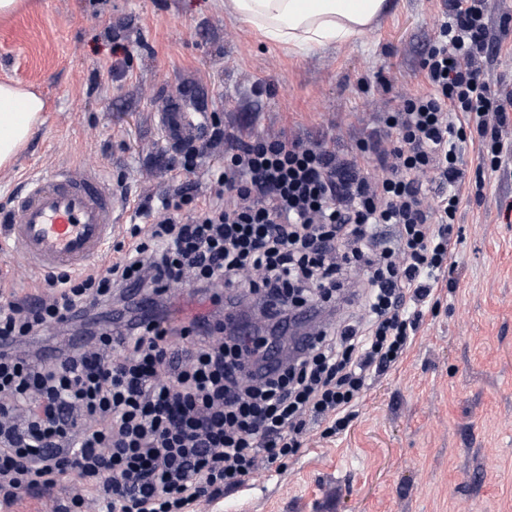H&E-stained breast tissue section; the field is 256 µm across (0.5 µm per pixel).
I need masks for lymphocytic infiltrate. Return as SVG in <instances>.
Listing matches in <instances>:
<instances>
[{
  "label": "lymphocytic infiltrate",
  "instance_id": "1",
  "mask_svg": "<svg viewBox=\"0 0 512 512\" xmlns=\"http://www.w3.org/2000/svg\"><path fill=\"white\" fill-rule=\"evenodd\" d=\"M487 11L448 0L422 50L426 90L382 115L390 137L342 158L318 140L252 136L204 169L203 147L184 142L179 189L138 208L107 262L45 274L26 300L0 293V495L65 482V512L91 498L101 512H195L283 467L310 421L326 437L348 430L444 279L463 144L477 134L483 165L506 147L512 94H491L477 65ZM173 282L216 305L221 289H247L279 331L319 299L332 327L251 377L269 336L205 316L173 344L160 314ZM52 326L70 331L67 348L29 350Z\"/></svg>",
  "mask_w": 512,
  "mask_h": 512
}]
</instances>
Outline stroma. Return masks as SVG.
I'll return each mask as SVG.
<instances>
[{
    "mask_svg": "<svg viewBox=\"0 0 512 512\" xmlns=\"http://www.w3.org/2000/svg\"><path fill=\"white\" fill-rule=\"evenodd\" d=\"M445 0H390L350 43L298 54L229 15L224 0H23L0 20V81L41 93L44 122L0 169V206L34 165L101 170L135 205L180 183L159 124L192 90L216 114L223 138L202 166L253 135L287 132L350 155L383 134L380 115L425 86L419 52ZM500 50L481 65L491 89L512 91V0H489ZM483 196L456 216L447 287L427 308L398 368L372 380L345 433L311 423L283 472L200 503L198 512H512V135ZM188 288L164 309L171 336L197 315L239 312Z\"/></svg>",
    "mask_w": 512,
    "mask_h": 512,
    "instance_id": "stroma-1",
    "label": "stroma"
}]
</instances>
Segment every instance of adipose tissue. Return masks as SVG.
<instances>
[{
    "instance_id": "1",
    "label": "adipose tissue",
    "mask_w": 512,
    "mask_h": 512,
    "mask_svg": "<svg viewBox=\"0 0 512 512\" xmlns=\"http://www.w3.org/2000/svg\"><path fill=\"white\" fill-rule=\"evenodd\" d=\"M225 9L255 24L272 41L304 52L362 34L389 8L388 0H225ZM43 98L12 81L0 82V168L25 147L42 120Z\"/></svg>"
}]
</instances>
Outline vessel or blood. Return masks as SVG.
I'll use <instances>...</instances> for the list:
<instances>
[{
    "mask_svg": "<svg viewBox=\"0 0 512 512\" xmlns=\"http://www.w3.org/2000/svg\"><path fill=\"white\" fill-rule=\"evenodd\" d=\"M164 126L180 144L201 130L202 112L179 105L166 113ZM131 207L100 173L78 165L37 170L0 212V235L35 271L79 270L103 255Z\"/></svg>",
    "mask_w": 512,
    "mask_h": 512,
    "instance_id": "vessel-or-blood-1",
    "label": "vessel or blood"
}]
</instances>
